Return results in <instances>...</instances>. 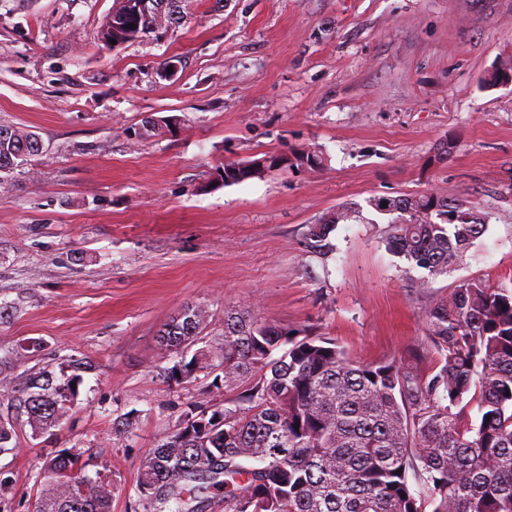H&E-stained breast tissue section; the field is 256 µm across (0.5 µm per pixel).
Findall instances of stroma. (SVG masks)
<instances>
[{
	"label": "stroma",
	"instance_id": "obj_1",
	"mask_svg": "<svg viewBox=\"0 0 512 512\" xmlns=\"http://www.w3.org/2000/svg\"><path fill=\"white\" fill-rule=\"evenodd\" d=\"M113 2L0 0V123L44 144L0 185V356L27 351L0 369V413L28 373L92 364L53 433L15 419L0 512H33L63 449L110 475L112 512H145L137 468L180 414L237 405L207 377H166L159 334L185 305L308 327L377 363L409 357L458 280L512 281V86L482 83L512 56V0H188L176 29L112 49L98 31ZM149 115L181 128L129 139ZM446 138L454 153L430 164ZM307 146L321 169L219 181L224 163ZM424 192L490 222L420 288L369 201ZM350 204L335 252H308L309 225Z\"/></svg>",
	"mask_w": 512,
	"mask_h": 512
}]
</instances>
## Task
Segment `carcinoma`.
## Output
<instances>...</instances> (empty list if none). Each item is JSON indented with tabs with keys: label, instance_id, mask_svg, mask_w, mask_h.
<instances>
[{
	"label": "carcinoma",
	"instance_id": "1",
	"mask_svg": "<svg viewBox=\"0 0 512 512\" xmlns=\"http://www.w3.org/2000/svg\"><path fill=\"white\" fill-rule=\"evenodd\" d=\"M115 7L100 41L128 43ZM140 139L171 133L168 117L141 121ZM28 128L0 124V172L42 153ZM322 166L309 149L288 154V168ZM226 184L268 171L255 158ZM387 207H382V203ZM391 216L384 242L394 256L428 272L448 273L489 227L490 216L434 193L369 200ZM356 208L342 207L309 227L307 248L333 252L330 234ZM212 315L188 305L164 325L162 358L172 376L216 369V390L245 389L246 407L187 411L167 441L138 470L136 490L152 512H199L202 491L224 490V512H512V287L458 281L423 317L425 346L413 360L367 364L336 339L286 329L248 312H224L221 341L205 342ZM59 382L49 371L14 391L16 408L37 439L60 425L76 397L72 385L91 368ZM474 392L480 418L464 420ZM413 476L416 488L409 486ZM112 479L84 474L77 454L43 461L35 512H111Z\"/></svg>",
	"mask_w": 512,
	"mask_h": 512
}]
</instances>
